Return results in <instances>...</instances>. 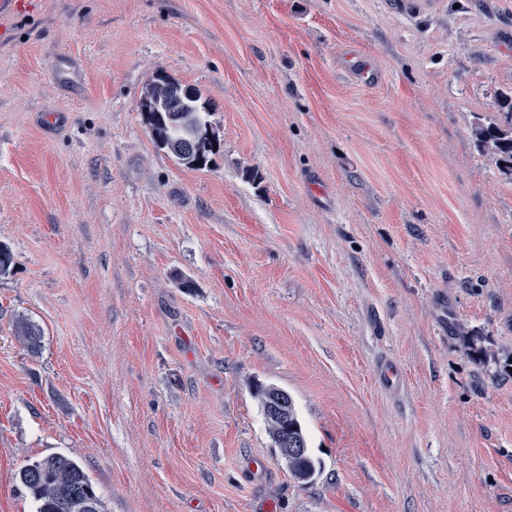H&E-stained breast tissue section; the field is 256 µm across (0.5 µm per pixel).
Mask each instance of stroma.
I'll list each match as a JSON object with an SVG mask.
<instances>
[{
	"mask_svg": "<svg viewBox=\"0 0 512 512\" xmlns=\"http://www.w3.org/2000/svg\"><path fill=\"white\" fill-rule=\"evenodd\" d=\"M160 73L201 93L202 168L140 112ZM506 96L512 0L0 19V512H36L19 472L56 453L107 512H512V180L471 136ZM263 394L262 402L263 409L265 410V418L270 427L271 435L276 446L279 448L280 456L285 464L288 466V462H291L288 466V470L291 472L293 477L303 483L311 482L317 473H319L321 466L315 462V460L308 453L303 458V461L299 462L295 459L303 454L304 448H288L295 447L294 444L288 445V437H284L281 434L282 427L287 423L288 420V393L276 386L269 385L262 388ZM294 460V461H293ZM311 475L307 478L301 475Z\"/></svg>",
	"mask_w": 512,
	"mask_h": 512,
	"instance_id": "stroma-1",
	"label": "stroma"
}]
</instances>
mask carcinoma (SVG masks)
I'll use <instances>...</instances> for the list:
<instances>
[{
  "instance_id": "carcinoma-1",
  "label": "carcinoma",
  "mask_w": 512,
  "mask_h": 512,
  "mask_svg": "<svg viewBox=\"0 0 512 512\" xmlns=\"http://www.w3.org/2000/svg\"><path fill=\"white\" fill-rule=\"evenodd\" d=\"M502 106L509 109L505 113V121L501 124H477L472 129L476 142L490 153L499 166L500 171L512 180V100L504 98ZM204 106L199 100L191 98L179 100L165 99L164 107L144 113L154 139L164 142L163 148H168L171 141L185 137V129L172 124L171 111H184L194 116L196 147L193 154L185 157L178 156V164L187 168H199L207 161V155L215 146L210 136L208 123L202 117ZM321 466L311 456L303 461H292L288 466L295 479L307 475L306 482L319 473ZM22 485L33 495L36 512H86L84 509L73 507V503L84 499H93L96 509L93 512H105L102 499L97 494L92 482L73 459L54 454L25 466L19 472Z\"/></svg>"
}]
</instances>
